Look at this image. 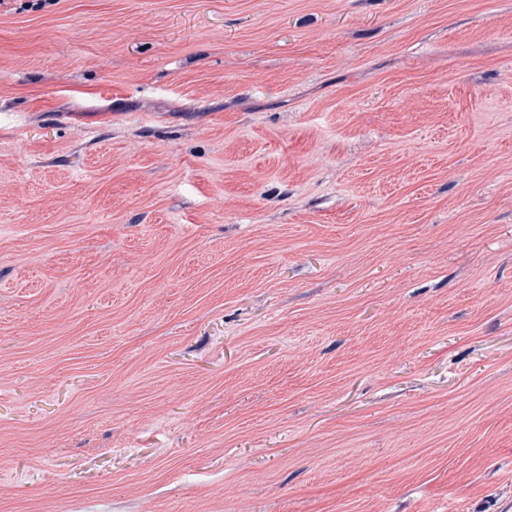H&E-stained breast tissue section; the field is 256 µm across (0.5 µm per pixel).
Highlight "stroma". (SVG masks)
<instances>
[{
	"instance_id": "obj_1",
	"label": "stroma",
	"mask_w": 512,
	"mask_h": 512,
	"mask_svg": "<svg viewBox=\"0 0 512 512\" xmlns=\"http://www.w3.org/2000/svg\"><path fill=\"white\" fill-rule=\"evenodd\" d=\"M512 506V0H0V512Z\"/></svg>"
}]
</instances>
